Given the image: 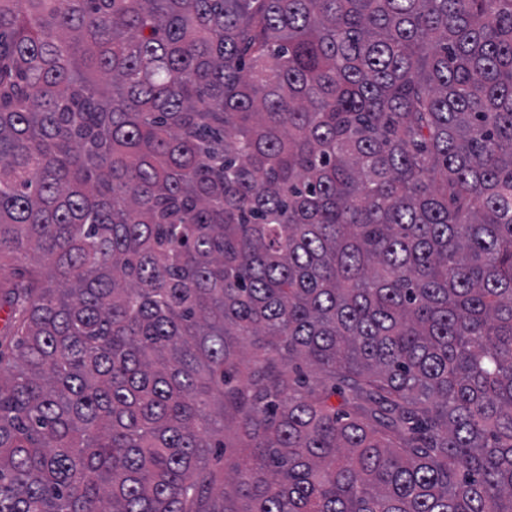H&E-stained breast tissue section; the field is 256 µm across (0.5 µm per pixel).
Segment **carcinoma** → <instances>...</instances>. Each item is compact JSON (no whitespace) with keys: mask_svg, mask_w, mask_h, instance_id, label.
<instances>
[{"mask_svg":"<svg viewBox=\"0 0 512 512\" xmlns=\"http://www.w3.org/2000/svg\"><path fill=\"white\" fill-rule=\"evenodd\" d=\"M0 309V512H512V0H0Z\"/></svg>","mask_w":512,"mask_h":512,"instance_id":"cac0c4a2","label":"carcinoma"}]
</instances>
